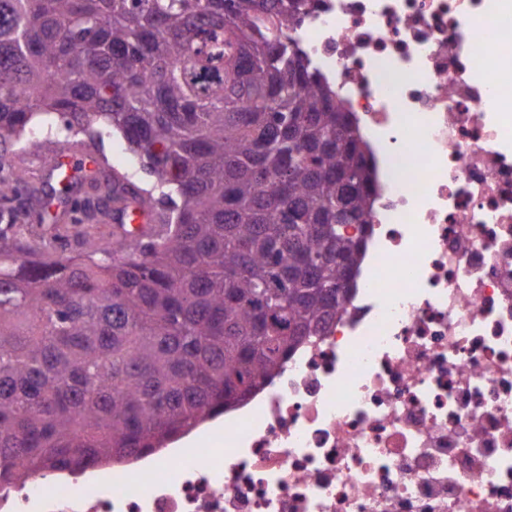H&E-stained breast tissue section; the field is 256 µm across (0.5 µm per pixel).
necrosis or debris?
I'll use <instances>...</instances> for the list:
<instances>
[{"mask_svg":"<svg viewBox=\"0 0 512 512\" xmlns=\"http://www.w3.org/2000/svg\"><path fill=\"white\" fill-rule=\"evenodd\" d=\"M374 164L355 286L222 422L0 512H512V0H301Z\"/></svg>","mask_w":512,"mask_h":512,"instance_id":"necrosis-or-debris-1","label":"necrosis or debris"}]
</instances>
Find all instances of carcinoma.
<instances>
[{
  "mask_svg": "<svg viewBox=\"0 0 512 512\" xmlns=\"http://www.w3.org/2000/svg\"><path fill=\"white\" fill-rule=\"evenodd\" d=\"M292 0H0V144L119 131L160 185L124 241L22 242L0 172V485L147 453L224 414L342 307L375 185L352 113L291 37ZM57 113L73 138L25 129Z\"/></svg>",
  "mask_w": 512,
  "mask_h": 512,
  "instance_id": "obj_1",
  "label": "carcinoma"
}]
</instances>
